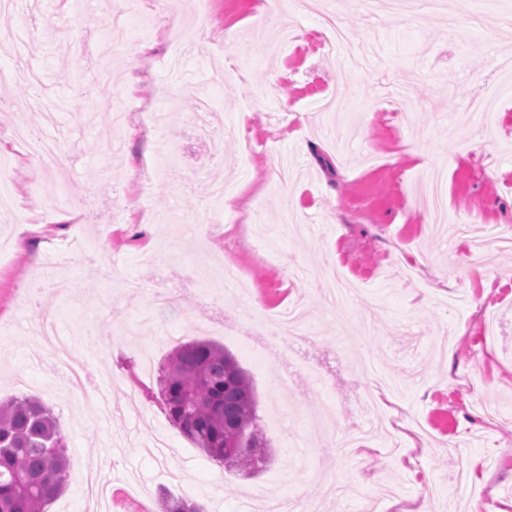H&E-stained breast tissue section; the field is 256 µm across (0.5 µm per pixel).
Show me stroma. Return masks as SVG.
<instances>
[{
	"label": "stroma",
	"mask_w": 512,
	"mask_h": 512,
	"mask_svg": "<svg viewBox=\"0 0 512 512\" xmlns=\"http://www.w3.org/2000/svg\"><path fill=\"white\" fill-rule=\"evenodd\" d=\"M256 2L122 0L116 25L94 13L93 0L0 11V36L22 40L16 54L0 55V70L39 76L5 83L0 95L12 103L0 111V159L14 163L8 189L18 202L0 212V326L17 338L0 349V400L33 396L59 418L70 478L47 512H162L166 493L206 512H245L246 499L273 497L304 499L313 512H392L370 497L374 475L429 512H466L450 490L452 472L512 512V427L481 412L491 403L512 414V250H488L479 272L466 260L484 226L512 233V90L484 125L464 110L492 80L494 58L512 50V31L498 21L512 0H454L448 14L403 21L390 18L387 0L375 19L361 0H322L357 49L335 73L312 38L322 14L280 0L257 25ZM165 12L179 23L163 24ZM118 98L134 110L116 128L104 115ZM200 100L221 115L223 139L197 136ZM47 105L68 170L33 180L37 162L10 130L42 121ZM161 161L159 177L143 181V164ZM287 163L304 177L273 178ZM439 168L448 214L435 223L417 211L413 191ZM89 184L97 192L86 200ZM64 195L80 200V211L64 223L34 222ZM461 214L465 233L450 232ZM77 231L103 248L72 251L56 273L67 287L57 329L89 385L112 373L141 388L137 407L115 388L111 415L98 418L61 394L60 376L26 342L34 318L18 306L33 289L35 261ZM158 291L168 297L161 309ZM294 301L316 342L304 346L307 367L292 388L334 402L337 438L362 437V469L336 454L316 468V432L294 414L276 422V410L288 408L277 392L286 366L253 330L260 312ZM118 325L132 335L97 355L96 336ZM170 336L224 345L250 376L272 452L255 476L230 474L196 448L171 423L156 379L141 376L140 348L164 359ZM379 377L401 383L378 392L382 417L425 430L422 441L404 439L402 458L385 455L391 436L356 405ZM159 435L182 472L143 452ZM89 465L111 477V501H88L79 472Z\"/></svg>",
	"instance_id": "1"
}]
</instances>
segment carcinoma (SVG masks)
<instances>
[{
    "instance_id": "1",
    "label": "carcinoma",
    "mask_w": 512,
    "mask_h": 512,
    "mask_svg": "<svg viewBox=\"0 0 512 512\" xmlns=\"http://www.w3.org/2000/svg\"><path fill=\"white\" fill-rule=\"evenodd\" d=\"M157 381L172 424L225 469L253 476L267 464L257 396L246 371L224 347L177 342ZM65 438L52 409L32 396L0 402V512H46L69 482ZM164 512H205L168 497Z\"/></svg>"
}]
</instances>
